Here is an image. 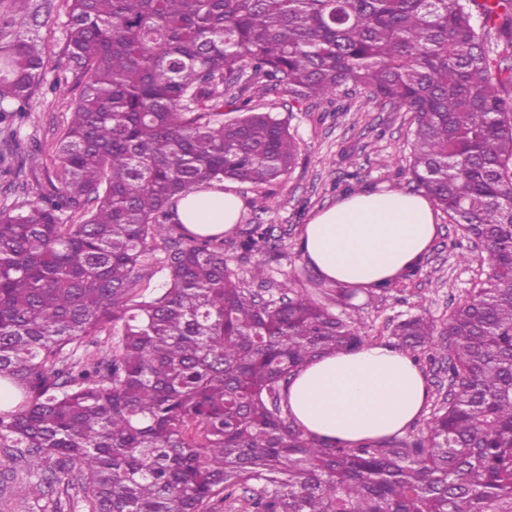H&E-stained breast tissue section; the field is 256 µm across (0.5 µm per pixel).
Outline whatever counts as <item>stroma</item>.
Returning a JSON list of instances; mask_svg holds the SVG:
<instances>
[{
    "label": "stroma",
    "mask_w": 512,
    "mask_h": 512,
    "mask_svg": "<svg viewBox=\"0 0 512 512\" xmlns=\"http://www.w3.org/2000/svg\"><path fill=\"white\" fill-rule=\"evenodd\" d=\"M67 16L61 0H54L52 19L40 28L49 42L45 76L34 100L30 118L16 123L13 138L20 155L27 158L25 191H18L13 177L0 164V204H21L36 199L48 188L57 159L49 144L57 129L70 117L74 94L63 95L52 88L65 75V25ZM364 89L340 87L335 97L298 103L283 89L266 94L260 111L283 121L295 137L299 150L294 166L278 180L263 188L224 180L223 190L242 201L240 220L224 236V254L243 287L258 292L264 301H278L283 287L307 293L326 304L330 311L352 315L361 322L363 335L376 344H393V326L411 315H426L443 323L475 284L485 280L488 261L480 247L456 233L447 215L436 213L437 232L424 254L419 272L388 291L364 293L351 305L336 303V287L324 281L304 258L300 242L303 227L318 212L336 205L345 195L352 171H360V190L395 189L409 191L410 172L407 143L414 128L409 112L361 110ZM263 224L270 230L266 249L252 255L241 254L237 241L250 225ZM470 251L469 265L459 264L456 254ZM266 269L265 282L254 281L255 264ZM428 397L416 421L405 428L403 439L419 436L434 412L448 396V376L444 364L420 361ZM28 476L11 448L0 447V512H79L75 490L54 487L32 503L22 492Z\"/></svg>",
    "instance_id": "1"
}]
</instances>
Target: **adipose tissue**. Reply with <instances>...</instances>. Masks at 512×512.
Listing matches in <instances>:
<instances>
[{
	"label": "adipose tissue",
	"instance_id": "1",
	"mask_svg": "<svg viewBox=\"0 0 512 512\" xmlns=\"http://www.w3.org/2000/svg\"><path fill=\"white\" fill-rule=\"evenodd\" d=\"M240 199L230 191L197 189L178 207L193 233L234 231ZM436 233L428 196L365 191L316 214L301 237L305 259L339 288L371 290L412 266ZM427 399L424 378L402 350L368 345L319 357L291 377L288 405L298 425L328 441L358 443L401 433Z\"/></svg>",
	"mask_w": 512,
	"mask_h": 512
}]
</instances>
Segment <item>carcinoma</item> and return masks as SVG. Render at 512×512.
<instances>
[{
    "label": "carcinoma",
    "mask_w": 512,
    "mask_h": 512,
    "mask_svg": "<svg viewBox=\"0 0 512 512\" xmlns=\"http://www.w3.org/2000/svg\"><path fill=\"white\" fill-rule=\"evenodd\" d=\"M79 95L39 200L0 208V447L81 512H512V0H63ZM0 124L31 113L44 3L0 0ZM44 17L38 21V17ZM414 114L411 182L482 247L490 272L443 329L392 335L441 354L449 391L412 442L306 434L289 379L366 345L306 294L263 302L220 235L181 224L201 184L255 187L294 164L287 126L251 106L344 85ZM239 116L219 120L225 108ZM181 229L171 237V225ZM169 278L143 292L150 243ZM254 224L240 248L261 250ZM110 351H84L90 338Z\"/></svg>",
    "instance_id": "carcinoma-1"
}]
</instances>
